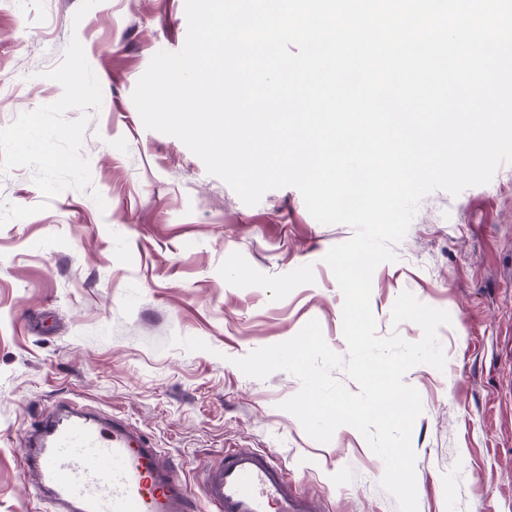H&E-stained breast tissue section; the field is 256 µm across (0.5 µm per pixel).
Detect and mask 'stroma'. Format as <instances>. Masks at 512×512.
<instances>
[{
	"label": "stroma",
	"instance_id": "stroma-1",
	"mask_svg": "<svg viewBox=\"0 0 512 512\" xmlns=\"http://www.w3.org/2000/svg\"><path fill=\"white\" fill-rule=\"evenodd\" d=\"M187 35L185 0H0V512H34L23 437L74 400L148 433L181 477L229 448L269 451L326 512H397L384 463L355 428L329 443L281 410L300 380L243 374L235 358L318 320L347 351L343 296L323 258L353 234L324 225L292 187L253 206L179 139L146 129L132 92ZM84 74L96 95L72 97ZM38 114V140L17 135ZM58 157L45 164L40 140ZM396 259L372 276L377 333L401 292L447 310L444 370L410 369L418 512H512V164L419 203ZM198 337L208 351L169 346Z\"/></svg>",
	"mask_w": 512,
	"mask_h": 512
}]
</instances>
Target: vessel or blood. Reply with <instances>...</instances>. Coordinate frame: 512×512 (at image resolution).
Instances as JSON below:
<instances>
[{
	"label": "vessel or blood",
	"instance_id": "obj_1",
	"mask_svg": "<svg viewBox=\"0 0 512 512\" xmlns=\"http://www.w3.org/2000/svg\"><path fill=\"white\" fill-rule=\"evenodd\" d=\"M25 446L32 498L51 512H325L273 455L244 448L203 469L195 498L146 432L76 403L41 412Z\"/></svg>",
	"mask_w": 512,
	"mask_h": 512
}]
</instances>
